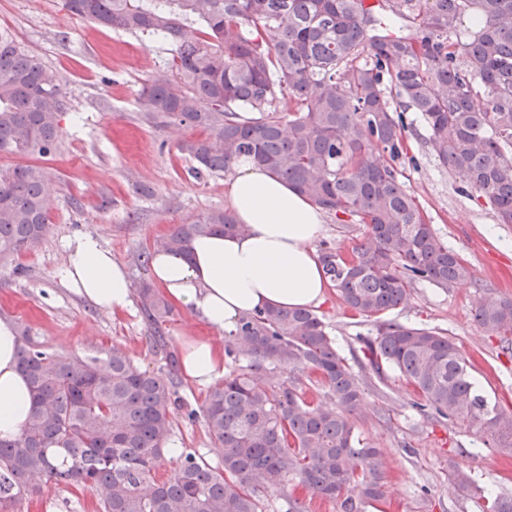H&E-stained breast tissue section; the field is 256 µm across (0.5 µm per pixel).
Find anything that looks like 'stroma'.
Returning a JSON list of instances; mask_svg holds the SVG:
<instances>
[{"instance_id": "obj_1", "label": "stroma", "mask_w": 512, "mask_h": 512, "mask_svg": "<svg viewBox=\"0 0 512 512\" xmlns=\"http://www.w3.org/2000/svg\"><path fill=\"white\" fill-rule=\"evenodd\" d=\"M0 29L15 36L56 71L66 93L63 138L45 158L50 186L48 232L30 251L0 260V320L26 324L47 350L105 359L118 348L141 367L166 373L162 353L139 304L123 313L99 309L66 288L59 276L73 239L90 235L125 265L132 283L142 276L139 253L201 212L224 205V176L196 179L179 153L183 128H156L137 108L140 89L169 75L168 46L145 36L89 23L66 11L62 0H0ZM422 122L407 133L414 163L399 178L429 224L470 267V280L442 288L417 284L407 305L390 320L443 330L471 364L478 390L512 411V336L489 332L475 318L491 297L512 298V224L498 223L482 202L459 190L458 178L438 166ZM350 365L362 359L360 339L376 333L374 320L347 309L336 293L318 306ZM162 334L173 352L188 338L223 345L224 334L175 309ZM412 388L390 378L371 384L357 428L382 451L384 512H479L456 488L450 462L470 470L476 483L512 496V453L486 446L459 423L423 418L409 403ZM28 512H98L90 489L53 486L32 497Z\"/></svg>"}]
</instances>
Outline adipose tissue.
<instances>
[{"label":"adipose tissue","mask_w":512,"mask_h":512,"mask_svg":"<svg viewBox=\"0 0 512 512\" xmlns=\"http://www.w3.org/2000/svg\"><path fill=\"white\" fill-rule=\"evenodd\" d=\"M224 196L243 233L194 236L187 253H155L151 276L165 297L208 326L233 328L245 313L274 306L308 308L322 303L329 282L313 243L322 232L317 205L247 158L234 164ZM61 277L88 303L115 313L131 306L125 267L91 236L68 245ZM185 377L205 384L224 373L222 352L208 339L182 354ZM31 390L18 365L17 336L0 321V438H16L27 421Z\"/></svg>","instance_id":"1"}]
</instances>
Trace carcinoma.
Masks as SVG:
<instances>
[{
	"label": "carcinoma",
	"instance_id": "cac0c4a2",
	"mask_svg": "<svg viewBox=\"0 0 512 512\" xmlns=\"http://www.w3.org/2000/svg\"><path fill=\"white\" fill-rule=\"evenodd\" d=\"M106 28L163 41L171 76L141 89L153 127L200 131L178 150L195 178L249 157L367 240L320 252L325 274L351 310L380 317L421 282L446 287L471 277L399 180L408 155V113L420 115L439 164L512 224V0H63ZM64 93L55 71L0 31V154L47 158L60 147ZM51 172L40 164L0 169V258L36 247L48 229ZM243 230L226 208L176 225L157 243L184 253L199 234ZM141 308L165 376L114 349L104 364L47 351L19 326V366L32 406L13 440L0 439V512H23L29 495L55 485L91 489L100 512H264L269 492L286 512H305L289 488L369 512L385 499L380 452L355 423L368 379L337 350L308 308L265 307L224 332L228 373L202 406L220 466L180 452L168 477L178 394L176 360L161 325L173 309L142 278ZM512 334V298L475 312ZM363 361L379 379L410 385L434 411L512 451V414L480 394L455 343L435 328L377 322ZM288 377L275 381L276 372ZM316 375L322 399L296 385ZM458 490L482 512H512V496L475 483L450 464Z\"/></svg>",
	"mask_w": 512,
	"mask_h": 512
}]
</instances>
